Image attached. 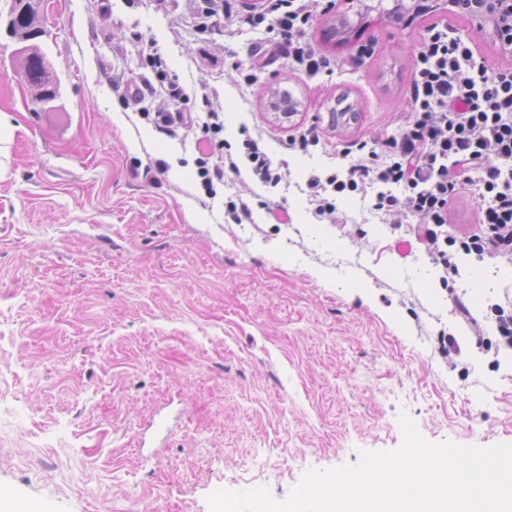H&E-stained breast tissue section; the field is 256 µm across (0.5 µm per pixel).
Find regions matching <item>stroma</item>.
<instances>
[{
    "mask_svg": "<svg viewBox=\"0 0 512 512\" xmlns=\"http://www.w3.org/2000/svg\"><path fill=\"white\" fill-rule=\"evenodd\" d=\"M11 5L0 0V488L43 512H209L218 490L282 500L308 471L399 449L402 413L431 443H512V354L476 349L430 260L396 252L408 217L375 213L365 190L321 223L305 193L353 143L395 133L431 26L488 71L512 55L449 14L374 11L359 37L330 42L342 7L328 0L305 36L334 72L312 79L237 18L197 32L183 0H110L106 13L47 0L41 47L59 87L44 108L18 76ZM144 39L187 87L215 92L225 143L261 137L277 186L229 173L208 198L193 142L123 105L150 73ZM274 88L298 102L291 121L267 110ZM341 97L357 117L334 125ZM306 129L319 144L290 150ZM239 196L252 223L228 212ZM460 267L477 315L512 292L510 271ZM443 330L462 348L452 364Z\"/></svg>",
    "mask_w": 512,
    "mask_h": 512,
    "instance_id": "1",
    "label": "stroma"
}]
</instances>
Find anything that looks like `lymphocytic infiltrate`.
<instances>
[{"mask_svg": "<svg viewBox=\"0 0 512 512\" xmlns=\"http://www.w3.org/2000/svg\"><path fill=\"white\" fill-rule=\"evenodd\" d=\"M206 32L221 18L238 16L249 30L271 34L278 57L309 77L331 72V62L303 36L320 0H259L236 11V0H186ZM469 46L430 27L413 65L411 110L398 132L382 148L356 146L357 157L344 176H311L309 202L317 217L334 220L337 205L330 193L373 189L372 209L388 214L398 207L415 217L405 243L424 252L442 272L441 284L460 275L459 258L492 260L512 269V69L493 75L473 74ZM145 64L152 77L123 104L169 138H194L197 176L207 195H215L225 171L248 165L262 184L278 185L280 174L259 139L245 136L242 156L224 149V115L202 94L203 111L189 108L191 95L171 73L154 44H147ZM165 96L170 112L150 107L154 95ZM474 187L479 206L472 224H455L451 211L466 187Z\"/></svg>", "mask_w": 512, "mask_h": 512, "instance_id": "obj_1", "label": "lymphocytic infiltrate"}]
</instances>
